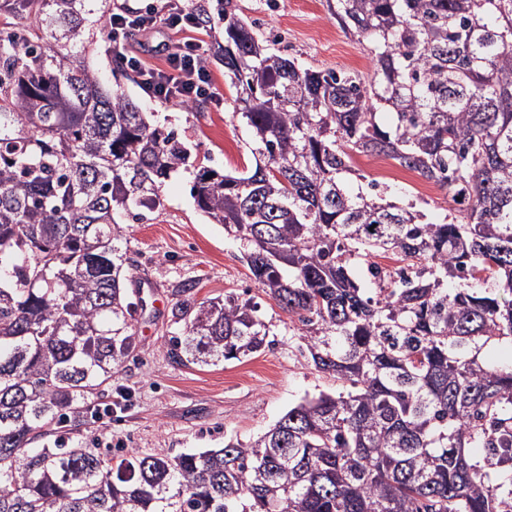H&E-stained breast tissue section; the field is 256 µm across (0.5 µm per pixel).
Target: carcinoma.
<instances>
[{"label":"carcinoma","mask_w":512,"mask_h":512,"mask_svg":"<svg viewBox=\"0 0 512 512\" xmlns=\"http://www.w3.org/2000/svg\"><path fill=\"white\" fill-rule=\"evenodd\" d=\"M91 2L12 0L0 18V512H512V358L497 359L512 348V0H335L368 79L196 11L224 24L219 60L259 155L227 174L74 61ZM354 152L451 208L431 220L373 182L352 190ZM180 171L298 317L310 365L349 390L303 397L250 443L113 465L68 427L134 349L122 221L149 220ZM389 251L406 266L355 271ZM193 288L172 290L175 363L272 345L252 300L198 304Z\"/></svg>","instance_id":"carcinoma-1"}]
</instances>
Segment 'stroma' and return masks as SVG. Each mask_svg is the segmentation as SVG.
I'll list each match as a JSON object with an SVG mask.
<instances>
[{"instance_id": "35a3bbf8", "label": "stroma", "mask_w": 512, "mask_h": 512, "mask_svg": "<svg viewBox=\"0 0 512 512\" xmlns=\"http://www.w3.org/2000/svg\"><path fill=\"white\" fill-rule=\"evenodd\" d=\"M166 10V0H106L97 13V42L85 62L103 86H113L112 31L107 14L116 6ZM230 6L255 23L273 49L294 57L303 66L343 69L369 76L373 63L358 37L347 34L333 18L328 0H230ZM204 57L223 107L208 103L185 107L145 95L136 82L122 79L125 92L143 111L154 113L157 124L175 128L187 137L205 164L221 172L241 171L255 163L247 127L234 114L224 68L215 53L224 42L222 25L201 28ZM182 35L165 25L123 38L126 51L146 63H162L166 45ZM352 186L361 180L377 182L387 199L424 203L429 218L445 214L447 199L438 187L417 173L390 164L381 168L376 157L354 154ZM162 211L142 224L125 225L120 247L130 260L128 288L139 291L146 307L134 323L136 348L105 387V400L121 402V410L97 424L79 425L73 433L113 453L136 449L173 456L223 447L234 438L249 442L269 430L305 395L333 392L340 384L314 370L300 352L304 339L296 317L283 311L253 280L242 260L243 249L223 226L196 210L190 179L177 175L161 187ZM194 283L197 301L235 293L253 299L270 328L272 347L240 361L209 365L175 364L169 341L177 325L171 321L176 302L173 288Z\"/></svg>"}]
</instances>
